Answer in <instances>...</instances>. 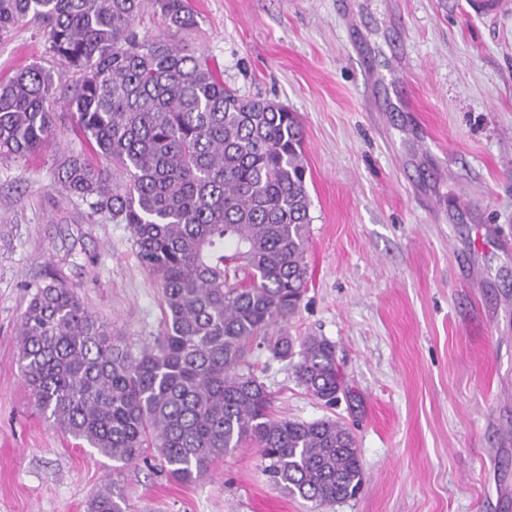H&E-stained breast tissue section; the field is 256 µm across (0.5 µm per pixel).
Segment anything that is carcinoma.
I'll list each match as a JSON object with an SVG mask.
<instances>
[{
  "mask_svg": "<svg viewBox=\"0 0 512 512\" xmlns=\"http://www.w3.org/2000/svg\"><path fill=\"white\" fill-rule=\"evenodd\" d=\"M148 7L170 36H141ZM27 21L77 75L66 105L85 151L55 179L91 214L128 226L165 309L163 334L134 353L75 289L37 286L17 343L38 408L115 462L155 453L183 483L248 441L274 483L316 512L354 496L364 474L350 430L274 415L264 383L243 370L261 338L316 398L331 405L344 390L334 342L266 336L298 313L308 275L311 200L293 113L239 95L173 40L196 25L191 0H0V36ZM56 93L38 64L0 79L1 157L50 144ZM88 512H127L126 499L106 487Z\"/></svg>",
  "mask_w": 512,
  "mask_h": 512,
  "instance_id": "1",
  "label": "carcinoma"
}]
</instances>
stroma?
I'll use <instances>...</instances> for the list:
<instances>
[{"mask_svg": "<svg viewBox=\"0 0 512 512\" xmlns=\"http://www.w3.org/2000/svg\"><path fill=\"white\" fill-rule=\"evenodd\" d=\"M372 51L354 49L338 0H192L183 40L239 94L298 116L311 199L309 279L299 312L271 335L336 345L346 392L329 406L288 363L251 343L246 361L295 420L333 418L356 439L362 491L321 512H512V17L466 0H355ZM403 55L404 83L372 85ZM52 67L40 27L0 40V77ZM416 102L395 110L401 92ZM82 147L69 120L30 160H0V512H87L118 483L128 512H310L270 482L254 446L180 483L159 461L114 467L45 419L16 334L31 287L75 288L132 350L163 331L162 290L127 225L92 216L54 185Z\"/></svg>", "mask_w": 512, "mask_h": 512, "instance_id": "stroma-1", "label": "stroma"}]
</instances>
